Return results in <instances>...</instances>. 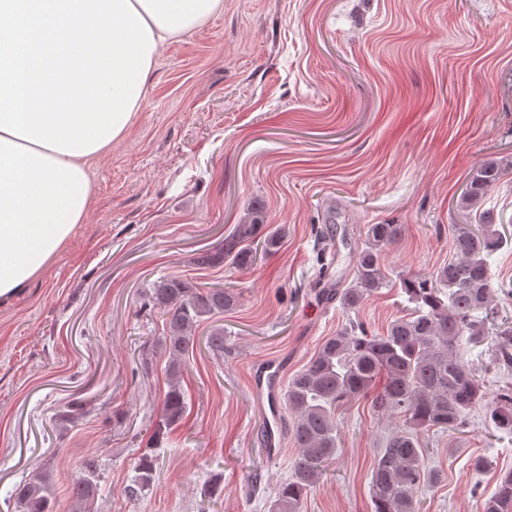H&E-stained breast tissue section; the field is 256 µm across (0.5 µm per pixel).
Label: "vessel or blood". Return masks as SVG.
I'll return each instance as SVG.
<instances>
[{
    "label": "vessel or blood",
    "mask_w": 512,
    "mask_h": 512,
    "mask_svg": "<svg viewBox=\"0 0 512 512\" xmlns=\"http://www.w3.org/2000/svg\"><path fill=\"white\" fill-rule=\"evenodd\" d=\"M283 380V364L273 359L259 363L250 376L251 388L261 402L265 417L263 446L272 458L278 456L281 449L279 415Z\"/></svg>",
    "instance_id": "obj_1"
}]
</instances>
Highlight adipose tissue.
I'll return each mask as SVG.
<instances>
[{"label": "adipose tissue", "mask_w": 512, "mask_h": 512, "mask_svg": "<svg viewBox=\"0 0 512 512\" xmlns=\"http://www.w3.org/2000/svg\"><path fill=\"white\" fill-rule=\"evenodd\" d=\"M152 30L155 51L201 26L223 0H131ZM96 154L70 156L0 131V300L49 265L87 215Z\"/></svg>", "instance_id": "adipose-tissue-1"}]
</instances>
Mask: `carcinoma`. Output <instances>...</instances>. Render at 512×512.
<instances>
[{
	"mask_svg": "<svg viewBox=\"0 0 512 512\" xmlns=\"http://www.w3.org/2000/svg\"><path fill=\"white\" fill-rule=\"evenodd\" d=\"M507 173L500 162L482 164L466 185L459 208L475 212V223L455 230V256L430 275L414 274L401 280L410 312L390 323L381 335H370L351 319L336 335L326 338L311 359L288 381L285 405L292 415L290 441L297 449L291 477L276 490L269 512H301L307 491L325 475L336 455L339 429L336 408L362 398L378 413H395L402 426L390 433L370 471L372 512H420L416 490L433 486L439 473L430 468L419 435L455 433L467 424L476 407L484 409L488 424L512 435V383L498 386L486 399L482 373L489 369L512 371V325L495 329L489 362L474 365L463 360L460 342L484 344L497 315L490 260L509 244L498 228L497 215L484 208L487 195ZM265 229L263 205L252 202L224 237V246L195 258L199 266L227 264L245 270L259 254H273L283 232ZM401 233L399 224H369L363 246L350 254L353 279L338 288L335 299L348 310L387 284L382 251ZM232 288H198L178 276H164L143 296V306L162 312L165 329L157 347L166 356L168 389L161 401L150 443L138 455L127 496L139 498L153 486L157 455L165 436L187 416V396L181 385L186 356L199 342L201 323L236 307ZM207 347L224 355V326L213 324L205 337ZM101 481L99 460L82 458L69 486L70 512H94ZM55 483L50 474L34 471L15 492V512H56ZM484 512H512V471L497 478Z\"/></svg>",
	"mask_w": 512,
	"mask_h": 512,
	"instance_id": "cac0c4a2",
	"label": "carcinoma"
}]
</instances>
